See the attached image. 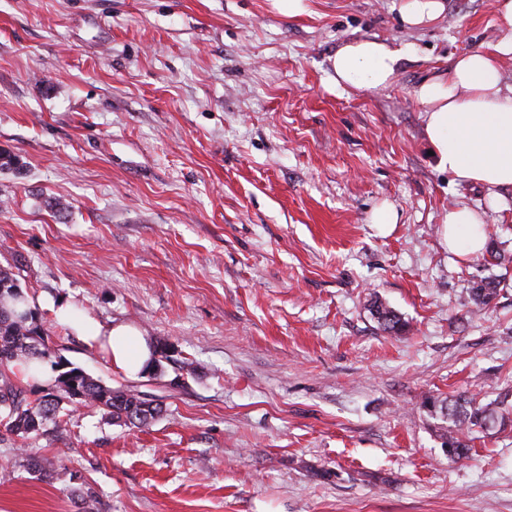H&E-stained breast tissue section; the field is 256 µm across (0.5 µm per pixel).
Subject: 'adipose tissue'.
I'll list each match as a JSON object with an SVG mask.
<instances>
[{
    "instance_id": "adipose-tissue-1",
    "label": "adipose tissue",
    "mask_w": 512,
    "mask_h": 512,
    "mask_svg": "<svg viewBox=\"0 0 512 512\" xmlns=\"http://www.w3.org/2000/svg\"><path fill=\"white\" fill-rule=\"evenodd\" d=\"M496 21L505 35L492 52L463 55L447 76L427 79L415 91L426 138L443 168L493 194L512 189V85L504 84L500 70L502 59L512 55V0H498ZM400 55L381 41H347L332 57L334 81L340 87H386ZM443 238L454 254H480L486 244L480 212L466 206L449 210ZM53 313L58 323L102 350L114 370L128 377L149 370L153 348L142 333L76 315L67 304L54 307Z\"/></svg>"
}]
</instances>
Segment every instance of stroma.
I'll use <instances>...</instances> for the list:
<instances>
[{"instance_id": "stroma-1", "label": "stroma", "mask_w": 512, "mask_h": 512, "mask_svg": "<svg viewBox=\"0 0 512 512\" xmlns=\"http://www.w3.org/2000/svg\"><path fill=\"white\" fill-rule=\"evenodd\" d=\"M401 3L0 0V150L23 164L0 170V265L58 355L165 408L0 428V512H512V190L448 175L415 97L499 42L497 0L417 27ZM353 38L401 50L388 87H336ZM464 205L487 232L469 258L441 235ZM383 206L395 223H373ZM375 298L409 331H383ZM61 300L169 360L114 371L53 319ZM464 395L509 422L452 459L422 401Z\"/></svg>"}]
</instances>
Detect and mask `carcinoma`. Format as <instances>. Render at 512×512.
I'll use <instances>...</instances> for the list:
<instances>
[{"label":"carcinoma","mask_w":512,"mask_h":512,"mask_svg":"<svg viewBox=\"0 0 512 512\" xmlns=\"http://www.w3.org/2000/svg\"><path fill=\"white\" fill-rule=\"evenodd\" d=\"M496 295L497 285L492 281H482L471 288L472 300L479 310L490 306ZM24 299L18 274L11 267H0V426L7 432L25 441L50 424L57 429L64 427L68 416L63 407L65 402L96 406L108 417H123L130 425H146L163 412L156 400L143 399L135 390L113 389L77 368L66 371L70 381H62L59 374L52 387L38 390L35 398H30L11 378L9 364L32 354L55 367L57 355L45 342L41 328L28 320L27 313L15 311L14 306ZM370 311L382 330L395 334L408 330V323L381 300L372 301ZM422 405L430 415H440L453 423L454 429L443 433V438L454 458L469 451L463 437L506 423V416L493 402L427 396Z\"/></svg>","instance_id":"carcinoma-1"}]
</instances>
